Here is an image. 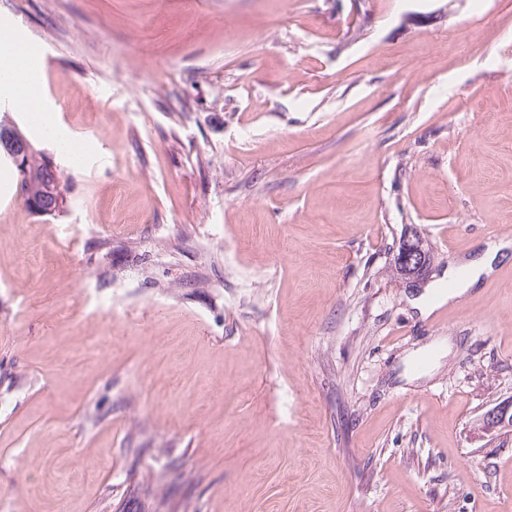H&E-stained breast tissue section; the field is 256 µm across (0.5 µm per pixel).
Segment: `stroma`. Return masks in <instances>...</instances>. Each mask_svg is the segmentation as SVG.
<instances>
[{
    "instance_id": "1",
    "label": "stroma",
    "mask_w": 512,
    "mask_h": 512,
    "mask_svg": "<svg viewBox=\"0 0 512 512\" xmlns=\"http://www.w3.org/2000/svg\"><path fill=\"white\" fill-rule=\"evenodd\" d=\"M417 15L425 24H414ZM0 512H512V0H0ZM423 289L391 276L406 232ZM492 272L424 311L494 243ZM0 96L2 94L14 100L24 110L31 109L33 103L22 95V89L29 78L27 73L19 66L10 51L0 54ZM6 77V80L4 79ZM38 125L48 140L57 145L63 152L70 154L80 151L78 144L54 124L50 115H40ZM14 129L17 134L25 137L32 146L29 162L23 137L14 135L8 137L7 134H5L4 139L2 141L0 140V145L11 159L7 158L3 152L4 158L8 159L12 164L18 179H20V185L23 186L25 183H28L36 194H41L44 190L52 189L57 192V196L61 195L62 189L60 188L59 178L55 171L52 172V178H50L51 174L46 171V169L52 171L53 167L47 162H45L46 169L43 166V151L15 125ZM12 161L17 166L21 167V169ZM402 259L399 264L404 266L398 277L408 288L421 287L433 265L434 255L427 240L423 236L406 238Z\"/></svg>"
}]
</instances>
